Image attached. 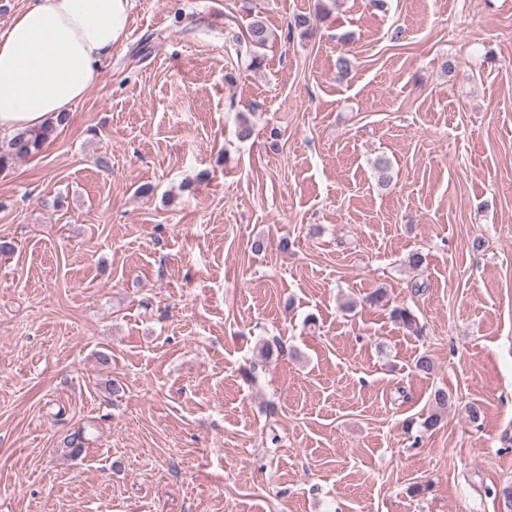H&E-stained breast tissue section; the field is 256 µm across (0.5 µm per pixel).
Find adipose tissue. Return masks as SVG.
Masks as SVG:
<instances>
[{
  "instance_id": "adipose-tissue-1",
  "label": "adipose tissue",
  "mask_w": 512,
  "mask_h": 512,
  "mask_svg": "<svg viewBox=\"0 0 512 512\" xmlns=\"http://www.w3.org/2000/svg\"><path fill=\"white\" fill-rule=\"evenodd\" d=\"M130 0H29L0 32V139L57 120L126 36Z\"/></svg>"
}]
</instances>
